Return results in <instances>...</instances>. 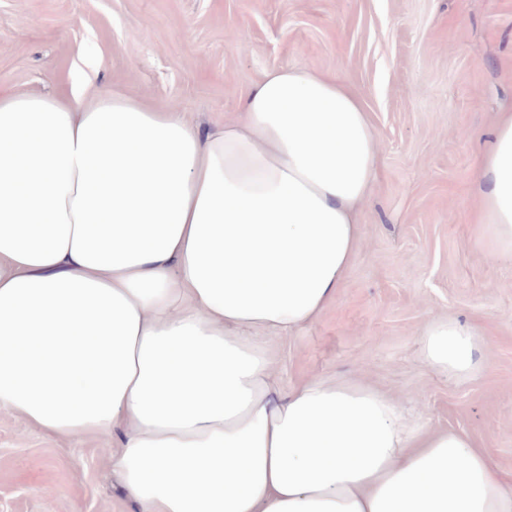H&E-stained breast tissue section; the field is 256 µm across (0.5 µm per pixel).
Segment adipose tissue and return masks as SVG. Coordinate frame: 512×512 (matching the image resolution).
I'll return each instance as SVG.
<instances>
[{"label":"adipose tissue","instance_id":"obj_1","mask_svg":"<svg viewBox=\"0 0 512 512\" xmlns=\"http://www.w3.org/2000/svg\"><path fill=\"white\" fill-rule=\"evenodd\" d=\"M211 132L120 89L0 92V411L123 432L138 512H512L486 449L352 378L275 384L360 243L380 136L340 77L277 67ZM477 246L512 259V113L476 164ZM483 333L419 332L462 381Z\"/></svg>","mask_w":512,"mask_h":512}]
</instances>
